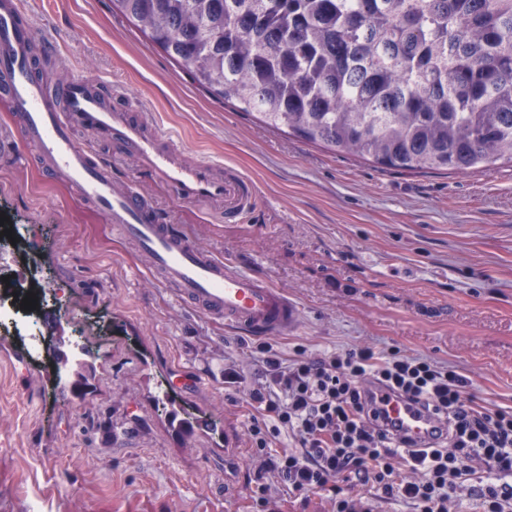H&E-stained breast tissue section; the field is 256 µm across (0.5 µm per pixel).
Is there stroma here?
I'll list each match as a JSON object with an SVG mask.
<instances>
[{"mask_svg":"<svg viewBox=\"0 0 512 512\" xmlns=\"http://www.w3.org/2000/svg\"><path fill=\"white\" fill-rule=\"evenodd\" d=\"M23 2L37 81L115 79L124 111L175 134L188 158L254 182L258 207L227 224L116 161L171 223L269 277L300 318L263 338L198 313L19 144L0 159V213L16 232L0 249V291L25 286L48 306L36 341L0 333V512H255L260 483L268 512H334L330 492L293 495L258 472L248 393L265 383L263 343L285 359L361 346L423 355L461 374L480 405L512 409L511 166L380 170L213 98L109 0ZM59 326L94 368L85 394L74 373L50 369Z\"/></svg>","mask_w":512,"mask_h":512,"instance_id":"obj_1","label":"stroma"}]
</instances>
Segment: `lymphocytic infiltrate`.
Returning a JSON list of instances; mask_svg holds the SVG:
<instances>
[{"label": "lymphocytic infiltrate", "mask_w": 512, "mask_h": 512, "mask_svg": "<svg viewBox=\"0 0 512 512\" xmlns=\"http://www.w3.org/2000/svg\"><path fill=\"white\" fill-rule=\"evenodd\" d=\"M267 384L253 390L259 409L249 433L262 470L275 473L295 494L330 489L336 512H359L342 486L357 477L373 482L389 499L413 502L416 512H448L459 492L474 486L483 512H512V410L490 411L466 393L452 368L393 349L362 347L320 358L282 359L260 346ZM404 396L444 426L423 449L407 448L379 424L373 391ZM298 438L300 452L269 454L280 432ZM407 463L413 479L402 477Z\"/></svg>", "instance_id": "1"}]
</instances>
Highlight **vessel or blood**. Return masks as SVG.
Here are the masks:
<instances>
[{"instance_id": "vessel-or-blood-1", "label": "vessel or blood", "mask_w": 512, "mask_h": 512, "mask_svg": "<svg viewBox=\"0 0 512 512\" xmlns=\"http://www.w3.org/2000/svg\"><path fill=\"white\" fill-rule=\"evenodd\" d=\"M33 36L21 0H0V88L21 116L18 130L0 134V157H13L20 141L37 145L41 168L65 174L76 196L99 211L123 239L135 242L162 282L201 313L261 336L294 329L298 309L280 289L195 245L129 184L115 162L75 140L73 128L84 126L110 140L120 156L135 162L140 175L170 189L176 203L221 206L228 222L254 209L253 183L232 168L189 159L171 135L148 131L146 119H131L109 105V98L121 96L116 86L72 78L47 92L31 73L28 45ZM375 398L412 446L432 443L437 422L387 390H376Z\"/></svg>"}]
</instances>
